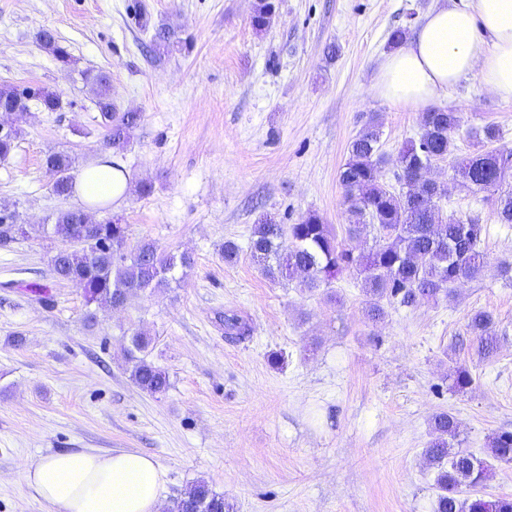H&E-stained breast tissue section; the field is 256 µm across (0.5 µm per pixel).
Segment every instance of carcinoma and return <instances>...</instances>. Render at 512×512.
Here are the masks:
<instances>
[{
	"label": "carcinoma",
	"mask_w": 512,
	"mask_h": 512,
	"mask_svg": "<svg viewBox=\"0 0 512 512\" xmlns=\"http://www.w3.org/2000/svg\"><path fill=\"white\" fill-rule=\"evenodd\" d=\"M275 12L274 0H255L253 28L267 29ZM39 42L56 60L72 62L67 47L52 32L41 31ZM85 80L97 99L104 149L124 148L140 125L141 113L113 111L112 83L106 75L88 73ZM16 91L15 87L0 88V111L23 108ZM34 94L35 101L48 112L62 107L60 97L53 92L36 88ZM460 122L459 113L453 111L432 109L422 113L420 136L406 141L397 154V189L383 182L387 160L380 149L379 130L375 122H368L350 142L348 158L339 171L346 239L338 240L315 213L295 224L264 220L255 225L249 239L253 260L272 281H295L310 293L345 273L355 274L362 285L365 315L371 321L384 318L388 305L416 307L452 297L455 284L480 277L486 267V255L480 248L483 227L471 218H445L440 214L438 202L446 189L426 178L432 163L452 158L454 175L462 184L495 195L497 222L512 224V152L486 149L499 137L496 127L487 126L474 151L453 156V136ZM45 167L53 178L55 194L69 196L74 184L73 158L64 152H52L45 158ZM84 216L81 210L59 211L42 229L48 238L59 242L50 258L53 274L59 280L79 284L88 305L122 308L141 292L180 281L194 265L192 256L167 253L149 241L130 248L128 225L107 220L89 226ZM83 229L90 242L73 245L72 239ZM364 232L373 234L374 245L358 252L348 240ZM27 234L26 225L18 223L16 215L0 218V248L11 247ZM468 329L475 336L478 355L493 359L500 342L493 315L474 312ZM250 333L251 325L245 318L224 314V335L241 340ZM150 344L147 333L135 332L127 357L134 384L157 394L166 391L169 376L147 359ZM448 379L450 389L458 393L473 384L471 373L463 367L455 368ZM431 428L435 438L424 449V459L435 471V512H512V496L494 498L483 493L491 464L456 448V418L448 412L437 413ZM490 453L494 461L512 464V432L494 436ZM169 512H230V505L207 480L198 478L173 500Z\"/></svg>",
	"instance_id": "cac0c4a2"
}]
</instances>
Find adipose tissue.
Returning <instances> with one entry per match:
<instances>
[{"mask_svg": "<svg viewBox=\"0 0 512 512\" xmlns=\"http://www.w3.org/2000/svg\"><path fill=\"white\" fill-rule=\"evenodd\" d=\"M512 101V0H473L432 9L399 48L381 60L373 93L392 105L424 111L460 79ZM129 177L111 164L91 163L75 190L90 204L122 200ZM22 478L54 512H160L165 472L149 455L94 448L56 451L27 466Z\"/></svg>", "mask_w": 512, "mask_h": 512, "instance_id": "ef3b65f1", "label": "adipose tissue"}]
</instances>
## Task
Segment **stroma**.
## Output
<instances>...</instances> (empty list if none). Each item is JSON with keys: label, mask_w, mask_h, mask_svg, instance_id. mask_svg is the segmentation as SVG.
<instances>
[{"label": "stroma", "mask_w": 512, "mask_h": 512, "mask_svg": "<svg viewBox=\"0 0 512 512\" xmlns=\"http://www.w3.org/2000/svg\"><path fill=\"white\" fill-rule=\"evenodd\" d=\"M438 2L275 0L276 17L259 33L254 0H0V86L45 88L63 102L9 116L22 135L0 161V206L28 229L0 248V512H52L20 472L59 448L153 456L166 506L202 477L233 512H434L422 456L433 415L453 414L461 449L481 458L492 435L512 431V277L500 273L512 264V224L497 223L490 193L463 186L449 163L431 170L447 188L441 213L478 219L488 259L453 300L394 305L374 324L354 275L332 283L331 301L273 283L247 248L265 218L294 224L314 212L344 234L339 170L369 120L380 125L383 179L394 184V159L418 138L421 114L376 97L370 84L390 31L415 28ZM162 27L179 45L150 52ZM44 29L67 46L71 65L39 45ZM89 72L110 77L116 111L142 115L112 156L128 194L92 209L55 195L44 167L52 151L72 154L80 169L105 154ZM436 105L462 117L458 153L472 152L489 124L500 130L497 148L512 151V101L477 76ZM143 182L150 194L139 193ZM67 209L122 219L129 245L150 240L190 252L195 264L171 287L86 322L83 291L55 278L41 230ZM228 239L241 248L231 265L221 252ZM32 283L46 300L31 295ZM477 310L498 320L500 349L489 361L467 329ZM229 312L249 320L250 336L225 338ZM140 329L169 376L164 393L130 379L124 347ZM456 366L474 378L463 393L449 387Z\"/></svg>", "instance_id": "stroma-1"}]
</instances>
